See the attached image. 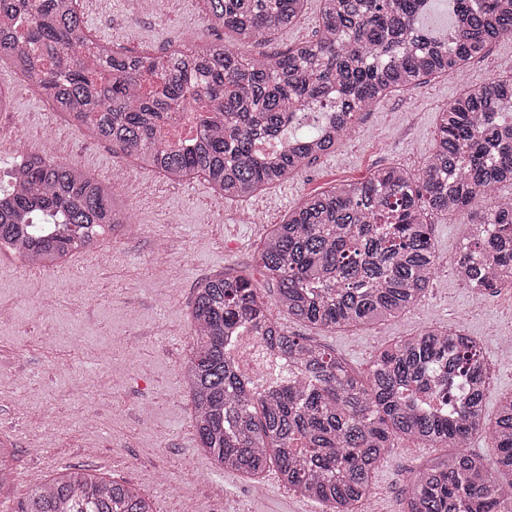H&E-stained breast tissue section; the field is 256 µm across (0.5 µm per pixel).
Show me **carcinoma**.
<instances>
[{"instance_id": "1", "label": "carcinoma", "mask_w": 512, "mask_h": 512, "mask_svg": "<svg viewBox=\"0 0 512 512\" xmlns=\"http://www.w3.org/2000/svg\"><path fill=\"white\" fill-rule=\"evenodd\" d=\"M227 46L182 43L129 55L84 36L77 0H0V58L112 154L178 180L198 177L243 200L329 153L388 94L459 72L512 40V0H449L443 35L422 26L432 0H320L313 38L251 55L298 19L307 0H201ZM317 130L287 136L299 114ZM176 112H202L193 145L172 150L161 130ZM286 141L268 153L263 145ZM0 188V252L53 268L128 223L112 187L73 162L29 152ZM512 65L461 90L440 110L433 154L417 172L393 165L304 198L260 244L275 305L323 331L415 308L438 263L431 215L472 211L453 260L479 295L512 288ZM186 394L198 450L237 476L273 468L322 512H363L378 464L401 440L448 452L414 470L401 512H512V393L485 416L490 382L479 342L459 326L428 327L378 351L366 377L336 352L285 329L250 279L233 269L200 279L189 306ZM256 337L288 361L262 386L229 346ZM483 432L495 465L468 450ZM0 443V488L13 479ZM16 512H154L138 488L85 469L33 489Z\"/></svg>"}]
</instances>
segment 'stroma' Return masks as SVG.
<instances>
[{
  "label": "stroma",
  "instance_id": "stroma-1",
  "mask_svg": "<svg viewBox=\"0 0 512 512\" xmlns=\"http://www.w3.org/2000/svg\"><path fill=\"white\" fill-rule=\"evenodd\" d=\"M88 39L133 55H162L190 36L233 45L224 28L209 27L199 0H79ZM512 42L491 46L458 74L388 96L361 113L356 132L288 181L245 201L227 200L202 179L169 187L134 165H120L111 146L73 124L36 95L10 59L0 60V85L12 105L0 112V165L33 150L77 163L115 181L141 234L106 236L103 256H72L83 292L71 290L64 267L36 277L0 254V305L17 313L0 322V439L10 442L14 480L0 489V512H15L30 489L79 467L134 485L156 512H321L283 485L250 482L220 470L199 452L183 370L190 354L187 312L196 282L235 268L266 301L276 289L262 275L258 246L271 225L311 194L357 182L380 167L419 169L433 153L438 113L460 89L493 77ZM467 215L435 216L436 276L419 305L399 319L335 332L274 316L366 375L379 349L427 326L462 324L481 342L496 373L486 399L512 392V359L499 353L495 331L512 325V288L481 297L456 276ZM53 298L39 311L43 298ZM440 451L402 441L373 477L371 503L400 512L411 473Z\"/></svg>",
  "mask_w": 512,
  "mask_h": 512
}]
</instances>
